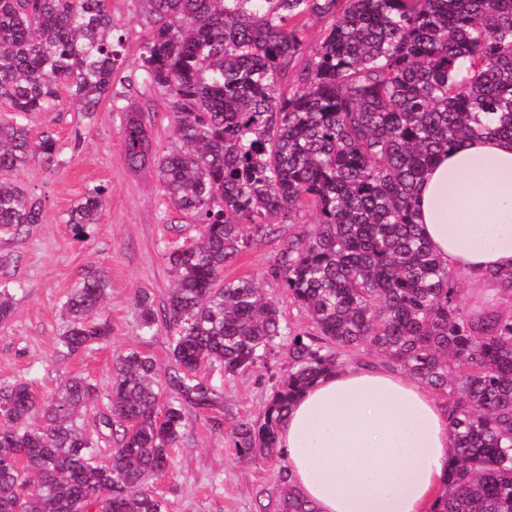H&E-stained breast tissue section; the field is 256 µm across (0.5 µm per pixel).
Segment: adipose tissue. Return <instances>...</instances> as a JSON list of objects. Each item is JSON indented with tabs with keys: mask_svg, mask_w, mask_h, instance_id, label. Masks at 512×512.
Here are the masks:
<instances>
[{
	"mask_svg": "<svg viewBox=\"0 0 512 512\" xmlns=\"http://www.w3.org/2000/svg\"><path fill=\"white\" fill-rule=\"evenodd\" d=\"M416 222L456 275L512 269V140L442 153L415 192ZM277 446L317 512H427L454 455L448 413L422 382L352 365L296 399Z\"/></svg>",
	"mask_w": 512,
	"mask_h": 512,
	"instance_id": "1",
	"label": "adipose tissue"
}]
</instances>
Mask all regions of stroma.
I'll use <instances>...</instances> for the list:
<instances>
[{
	"instance_id": "stroma-1",
	"label": "stroma",
	"mask_w": 512,
	"mask_h": 512,
	"mask_svg": "<svg viewBox=\"0 0 512 512\" xmlns=\"http://www.w3.org/2000/svg\"><path fill=\"white\" fill-rule=\"evenodd\" d=\"M112 23L122 34V65L116 79L137 71L145 34L139 0H109ZM138 117L152 144L170 146L172 128L161 97L138 85L119 105L102 101L93 112L70 103L63 111L37 113L28 122L29 137L51 134L60 147V165L38 163L7 172V179L38 198L41 223L17 236H0V283L15 287L14 311L0 325V381H28L39 399L52 398L68 379L91 378L96 386L93 411L106 410L115 357L136 349L150 355L159 370L170 368L169 337L165 329L141 335L134 301L148 293L155 304L168 297L173 279L164 252L179 235L167 222L175 211L162 191L154 165L128 167L122 131L128 116ZM103 186L105 209L86 239H75L67 222L71 208L88 188ZM280 243L275 237L255 241L224 269L228 280L247 278L278 301L293 330L309 322L288 299L269 271L277 266ZM98 270L108 289L101 317L112 328L107 343L61 359L56 342L66 326L63 304L82 273ZM287 348L274 349L263 364L229 376L216 366L199 369V380L214 386L222 401L212 409L189 412L184 434L172 452V463L151 481L165 512H282L288 480L283 457L239 461L231 432L236 421L255 419L288 369ZM221 428H214V419Z\"/></svg>"
}]
</instances>
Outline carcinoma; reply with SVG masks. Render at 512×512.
Listing matches in <instances>:
<instances>
[{
    "label": "carcinoma",
    "instance_id": "carcinoma-1",
    "mask_svg": "<svg viewBox=\"0 0 512 512\" xmlns=\"http://www.w3.org/2000/svg\"><path fill=\"white\" fill-rule=\"evenodd\" d=\"M147 36L141 82L166 101L177 146L155 149L128 119L131 167L154 158L173 208L197 228L165 260L176 284L157 310L137 295L143 335L164 325L173 368L129 350L113 364L98 425L115 445L98 457L85 415L96 386L73 377L38 400L0 381V512H163L151 478L170 464L191 408L221 395L196 379L205 365L246 373L288 338L291 363L256 420L232 429L242 461L278 454L277 433L299 395L374 349L378 365L445 397L455 455L428 512H512V315L479 319L415 218V189L434 159L477 135L512 138V0H140ZM325 21L311 45L307 19ZM123 36L107 0H0V172L59 166L57 141L29 139L36 112L61 92L96 111L117 103ZM105 188L73 206L76 238L100 221ZM316 222L282 240L270 276L310 331L224 267L255 239ZM42 221L41 203L0 179V234ZM105 279L88 270L64 304L60 356L107 341ZM13 314L0 285V324ZM40 418L39 428L29 420ZM284 512H313L288 490Z\"/></svg>",
    "mask_w": 512,
    "mask_h": 512
}]
</instances>
